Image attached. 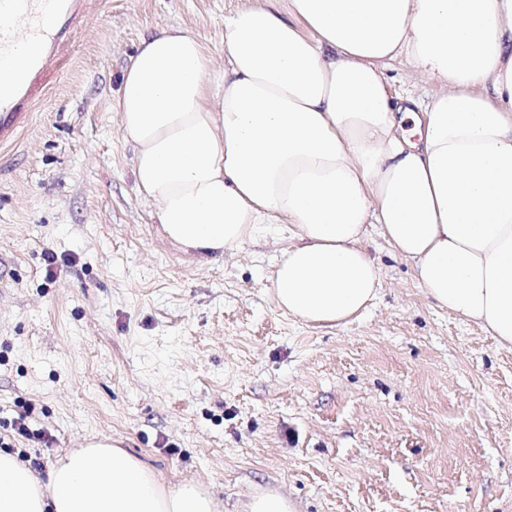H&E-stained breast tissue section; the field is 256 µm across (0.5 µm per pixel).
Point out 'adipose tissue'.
Returning <instances> with one entry per match:
<instances>
[{"instance_id":"1","label":"adipose tissue","mask_w":512,"mask_h":512,"mask_svg":"<svg viewBox=\"0 0 512 512\" xmlns=\"http://www.w3.org/2000/svg\"><path fill=\"white\" fill-rule=\"evenodd\" d=\"M398 58L431 94H390ZM116 108L171 242L221 253L296 227L270 276L288 315L368 307L374 226L428 297L512 346V0H253L224 18L223 70L188 30L142 39ZM0 512L216 506L95 439L43 478L0 450Z\"/></svg>"}]
</instances>
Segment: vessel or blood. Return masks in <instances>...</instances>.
I'll return each mask as SVG.
<instances>
[{
  "mask_svg": "<svg viewBox=\"0 0 512 512\" xmlns=\"http://www.w3.org/2000/svg\"><path fill=\"white\" fill-rule=\"evenodd\" d=\"M85 0H0V145L13 144L53 85Z\"/></svg>",
  "mask_w": 512,
  "mask_h": 512,
  "instance_id": "vessel-or-blood-1",
  "label": "vessel or blood"
}]
</instances>
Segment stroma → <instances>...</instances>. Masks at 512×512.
Returning a JSON list of instances; mask_svg holds the SVG:
<instances>
[{"label": "stroma", "mask_w": 512, "mask_h": 512, "mask_svg": "<svg viewBox=\"0 0 512 512\" xmlns=\"http://www.w3.org/2000/svg\"><path fill=\"white\" fill-rule=\"evenodd\" d=\"M248 0H90L58 80L0 146V438L39 476L109 439L217 512H512V347L418 287L370 230L377 298L341 327L278 309L285 238H164L115 91L141 37L189 29L224 66ZM32 411L33 438L8 423ZM245 509V512H293V506L288 497L274 490L254 495L246 503Z\"/></svg>", "instance_id": "obj_1"}]
</instances>
